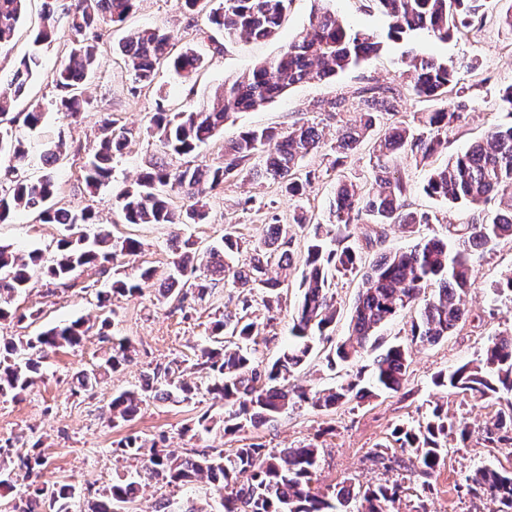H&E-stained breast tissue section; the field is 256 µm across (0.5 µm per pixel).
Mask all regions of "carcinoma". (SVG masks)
Wrapping results in <instances>:
<instances>
[{
    "instance_id": "obj_1",
    "label": "carcinoma",
    "mask_w": 512,
    "mask_h": 512,
    "mask_svg": "<svg viewBox=\"0 0 512 512\" xmlns=\"http://www.w3.org/2000/svg\"><path fill=\"white\" fill-rule=\"evenodd\" d=\"M28 0H0V48L12 43L22 22ZM137 0H46L42 23L34 44L55 40L57 14L67 18L74 48L68 62L52 74L58 91L55 105L64 116L75 119L84 111L86 99L80 85L94 72L103 44L104 26L122 22L133 11ZM209 28L236 39H264L271 36L291 0H207ZM389 20L387 28L365 32L342 23L336 13L322 8L287 48L275 59L254 68L244 77L224 82L210 105L190 106L170 113L158 108L151 118L149 134L160 142L163 157L144 171L136 182L115 195L116 206L127 224H200L208 211L200 197L239 177L270 179L281 185L290 197L307 195L314 175L300 173L306 157L328 148L334 155L331 167L344 163L347 154L372 140L377 163L371 181L337 182L325 219L312 225L306 246L305 268L300 287L303 297L291 318L288 349L275 360L263 363L254 357L258 324L248 316L249 300H240L241 311L225 313L211 322L208 343L201 349L202 365L211 376L205 387L187 384L176 369L168 365L142 374V383L112 398L109 421L117 426L134 419L148 399L184 402L200 390L224 402L223 430L234 434L249 427L273 421L290 407L309 404L330 410L352 399L373 397L381 391H398L409 367L410 345H435L448 337L467 318L463 295L472 286L470 254L485 249L501 238L512 237V83L498 92V108L509 121L492 126L485 139L473 142L466 151L449 157L448 163L432 170L423 191L450 204H463L471 210L465 224H448L451 239L424 238L406 251H390L364 272L362 257L351 243L352 230L360 224L372 225L367 241L383 235L385 226L399 224L412 228L428 224L427 212L412 210L407 203V184L391 171L389 162L411 155L425 165L434 155L448 148V131L457 127L465 113L473 110L471 87L460 83L455 67L445 58L415 56L410 62L408 91L425 101L441 106L424 112L418 125L400 121L380 125V117L397 112L401 90L391 86L366 85L358 92L360 123L337 133L336 143L324 142L318 124H294L279 132L271 128H248L224 145L221 158L210 164H186L172 168L167 155L188 156L198 147L223 133L231 117L274 101L295 84L335 78L365 63L388 44L411 40L424 33L441 42L481 30L483 19L476 18V0H373ZM173 36L161 29L131 32L113 52L134 73L136 80L149 86L157 71L172 68L186 80L202 67L203 57L191 48L173 52ZM41 68L40 56L32 52L13 72L12 93L0 92V162L7 163L8 186L0 184V223L17 211L36 214L43 224H63L67 230L94 223L91 210L56 207L59 184L54 165L65 147L59 137L42 143L39 159L44 173L36 180L20 171L31 160L22 129L39 128L45 117L40 108L12 112V102L26 94ZM137 132L106 118L99 127V143L85 163L84 181L89 194H96L110 183L112 160L121 156ZM192 200L177 210L173 197ZM499 197L501 209L489 215L485 205ZM223 245L208 252L202 273L191 261L193 244L178 234L172 237V270L160 292L179 303L188 297L203 300L220 281L241 288L267 290L266 305L280 301V288L291 270V240L283 236L280 224L268 226L266 234L244 247L234 231L227 230ZM141 244L133 238H114L104 229L93 236H67L57 245L56 255L44 259L43 252L32 250L19 256L10 246L0 245V298L9 299L28 288L32 273L49 281L69 286L78 272L107 266L117 255L132 256ZM284 271L283 279L268 276L269 267ZM362 272L361 287L351 311L349 335L325 355L333 370L367 349L377 350L369 387L361 378L328 389H313L288 384L291 373L317 356L315 340L336 322L332 286L336 276ZM154 271L140 267L136 273L113 275L109 287L97 292L104 312L101 327L111 324L112 296L134 295L152 280ZM416 308L410 324V343L385 344L378 335L382 326L406 308ZM89 328L75 320L56 325L33 337L0 338V396L17 399L33 384L43 360L63 347L81 344ZM131 359L125 339L114 343L101 364L79 372L75 384L82 391L93 389L106 373L118 370ZM434 385L452 390L474 401H506L496 418L483 429L484 440L512 447V328L494 335L476 360L434 377ZM456 434L464 443L470 426L464 420L448 419L442 404H435L425 424L398 426L392 432L399 448L414 455L419 472L433 476L448 435ZM16 441L0 439V490L14 487L13 470H26L35 481L13 500L9 512H72L75 489L70 484L43 479L45 459L34 443L25 453L16 452ZM116 451L126 459L142 464L151 478L168 485H185L197 476H206L215 488L218 501L211 510L199 509L186 501L166 500L156 512H392L399 500L401 484H378L362 488L347 479L330 493L312 488L319 467L321 449L312 444L297 448L268 450L260 444L234 448L194 450L185 457H174L159 447L158 441L130 437ZM467 493L484 496L496 504L494 512H512V471L478 466L464 475ZM139 483L119 482L104 488L100 498L87 505V512H129ZM360 502V509L351 504Z\"/></svg>"
}]
</instances>
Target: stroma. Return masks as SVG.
I'll return each mask as SVG.
<instances>
[{
    "mask_svg": "<svg viewBox=\"0 0 512 512\" xmlns=\"http://www.w3.org/2000/svg\"><path fill=\"white\" fill-rule=\"evenodd\" d=\"M478 4L485 21L480 32L445 43L422 36L412 47L418 54L452 61L461 82L472 87L476 110L449 133L448 151L452 154L464 151L469 144L482 139L492 124L506 119L504 113L497 111L496 104L499 88L512 83V32L502 29L496 21L497 0H478ZM321 5L335 11L340 20L354 28L371 32L386 24L371 0H292L276 36L260 41H225L217 47L206 35L204 15L184 14L176 0H137L135 9L123 22L110 26L99 66L83 87L86 110L75 122L57 111L54 105L57 91L51 81L52 72L66 61L72 45L66 24H59L57 38L51 44L37 49L23 35L18 42L0 51V88L6 87L15 64L25 53L33 50L40 53L41 72L16 109L24 112L37 106L46 114L43 126L28 136L32 151H39L47 136L57 133L64 136L66 151L55 166L60 185L58 205L70 209L92 207L98 225L109 227L114 236H130L141 241V254L119 258L120 269L130 273L144 266L155 271L153 280L141 293L113 299L116 315L106 335L90 333L80 346L50 354L22 398L0 397V439L16 437L25 443L40 442L46 460V479L75 485L78 500L95 498L98 490L119 477L135 476V461H122L112 454L117 443L128 436L164 437L167 450L178 455L206 448L228 452L253 443L268 449L311 443L322 450L315 488L323 491L347 478L364 486L395 481L404 488L400 501L395 504L397 512H411L421 501L428 512H491L493 505L488 499L458 490L460 476L483 464L512 470V449L488 446L481 436L482 427L496 415L498 404L470 402L433 384L436 373L451 371L476 359L491 335L512 327V300H496L490 294L493 286L512 273V238L498 241L492 249L475 252L474 284L465 298L467 320L442 342L413 348L406 379L399 391L352 400L329 412L306 405L295 406L274 421L233 435L225 434L219 426L209 432L189 433V426L203 413L216 417L221 414L219 406L213 405L203 393L184 403L147 401L136 419L123 426L115 427L108 421L113 395L139 385L143 371L177 361L188 382L205 381V372L199 371L195 363L200 348L206 344L210 323L215 315L236 310L242 298H250L251 316L263 337L258 346L259 360H274L289 342L291 316L301 299L299 282L307 231L294 223V215L302 209L313 220H323L338 180H372V150L365 144L337 169L331 168L328 158L319 154L303 160V171L314 173L315 180L307 198L300 201L290 199L274 181L229 182L207 194L206 223L183 224L176 229L167 224L123 223L115 205V194L148 168L159 149L156 139L145 133L158 107L176 110L187 103H210L225 80L247 75L260 63L279 56L307 28ZM149 28L171 31L176 49L192 47L203 54L205 64L191 83H183L163 69L151 88L137 87L133 73L119 56L113 55L112 44L128 31ZM408 48L402 43L390 45L361 67L333 79L296 84L281 98L238 114L225 123L222 137L201 146L192 155V163L208 164L216 160L226 140L251 126L284 131L293 124L308 121L318 123L326 139L335 138L337 132L354 124L357 109L352 107L330 118L315 112V104L351 97L367 84L405 86L404 72L411 60ZM106 116L116 125L137 130L138 135L123 155L113 161L110 186L93 197L86 190L83 166L95 147L97 125ZM396 166L410 190L411 209L429 212L437 221L416 226L410 233L396 225L388 226L383 242L373 245L354 237L353 242L367 263L387 251L408 248L420 238L447 236L449 223L461 224L470 217L465 206L451 207L423 193L427 167L406 155L397 159ZM274 221L285 225L292 238L293 265L288 290L279 306L266 308L260 290L221 284L201 301L189 298L179 304L161 296L159 285L169 272L168 243L172 234L193 242L203 257L211 246L220 242L225 228H233L248 243L262 237ZM65 234L63 225L38 223L26 211L17 212L10 221L0 224V243L13 245L22 253L38 248L45 255H52ZM98 279V273L88 270L77 274L73 287L63 289L45 279L33 278L27 292L14 298L13 303L22 311H39V319L31 324L0 321V336H33L52 325L77 318L95 322L100 313L94 288ZM122 338L132 344V361L93 390L73 393L75 373L98 365L113 340ZM374 358V352L369 350L352 365L333 370L318 358L299 368L291 381L305 387L328 388L356 374H370ZM436 401L446 404L449 416L466 417L472 435L464 447H449L431 479L433 489L426 493L416 470L384 469L373 465L371 454L382 445L387 455L401 456V449L392 440L394 428L424 422ZM212 492V484L204 478L184 487L146 478L135 507L137 512H154L158 500L190 497L195 499L197 507L203 508Z\"/></svg>",
    "mask_w": 512,
    "mask_h": 512,
    "instance_id": "stroma-1",
    "label": "stroma"
}]
</instances>
